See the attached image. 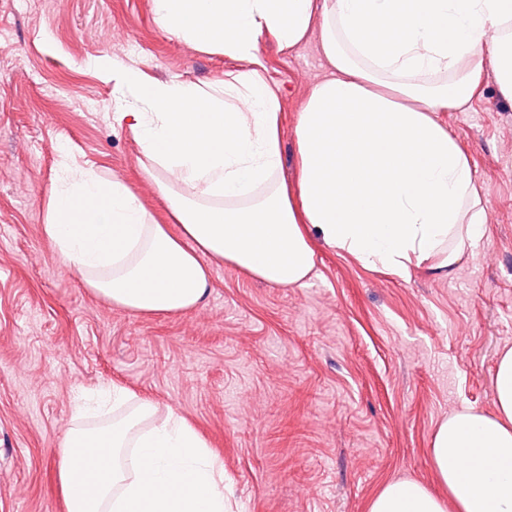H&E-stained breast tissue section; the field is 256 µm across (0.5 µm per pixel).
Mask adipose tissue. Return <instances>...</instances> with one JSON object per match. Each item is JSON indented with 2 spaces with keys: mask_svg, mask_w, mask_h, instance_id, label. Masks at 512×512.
I'll return each mask as SVG.
<instances>
[{
  "mask_svg": "<svg viewBox=\"0 0 512 512\" xmlns=\"http://www.w3.org/2000/svg\"><path fill=\"white\" fill-rule=\"evenodd\" d=\"M162 28L246 62L224 82L158 81L95 65L135 96L119 120L138 138L143 175L171 233L120 180L60 161L43 232L86 287L138 314H173L210 291L208 259L282 287L315 269L310 231L400 278L452 271L487 222L469 155L440 116L469 106L487 56L512 100V0H153ZM321 26L329 76L310 89L295 134V184L278 181L281 100L258 51L289 49ZM447 74L425 84V75ZM171 223V224H172ZM495 411L463 407L433 435L447 496L387 483L368 512H512V348L500 353ZM67 512H224V469L184 418L123 387L77 402L58 451Z\"/></svg>",
  "mask_w": 512,
  "mask_h": 512,
  "instance_id": "adipose-tissue-1",
  "label": "adipose tissue"
}]
</instances>
